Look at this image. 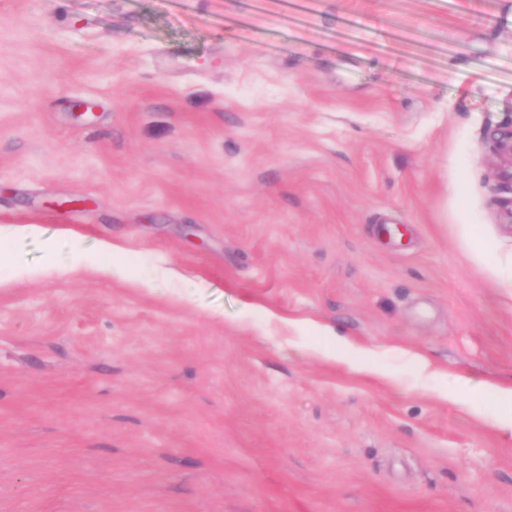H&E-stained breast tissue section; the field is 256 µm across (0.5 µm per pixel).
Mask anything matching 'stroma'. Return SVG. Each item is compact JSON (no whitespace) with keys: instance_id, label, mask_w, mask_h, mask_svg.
Returning a JSON list of instances; mask_svg holds the SVG:
<instances>
[{"instance_id":"35a3bbf8","label":"stroma","mask_w":512,"mask_h":512,"mask_svg":"<svg viewBox=\"0 0 512 512\" xmlns=\"http://www.w3.org/2000/svg\"><path fill=\"white\" fill-rule=\"evenodd\" d=\"M511 118L512 0H0V512H512ZM495 176L512 187V118L488 131ZM324 337L332 343L330 350L324 354L327 360L346 363L360 372L372 373L371 366L366 362L368 352L364 348L356 345L345 336ZM482 390L483 394H491L503 405V410L491 420V425L512 442V387L485 385Z\"/></svg>"}]
</instances>
